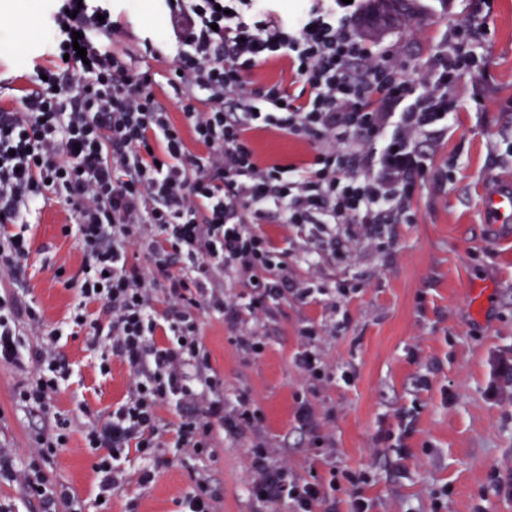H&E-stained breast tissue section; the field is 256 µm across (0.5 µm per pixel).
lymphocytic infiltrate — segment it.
<instances>
[{
    "label": "lymphocytic infiltrate",
    "instance_id": "f902f5d3",
    "mask_svg": "<svg viewBox=\"0 0 512 512\" xmlns=\"http://www.w3.org/2000/svg\"><path fill=\"white\" fill-rule=\"evenodd\" d=\"M163 2L168 28L130 53L111 48L125 31L110 0H56L52 64L35 66L18 98L0 101V273L20 274L31 252L27 219L53 197L68 207L65 231L84 255L65 282L79 297L66 329L47 328L19 294L0 297V365L27 373L15 400L43 416L29 463L0 448V480L40 512H82L41 467L65 443L69 421L52 410L70 377L58 343L64 330L79 329L130 374L126 399L84 424L103 512L130 480L152 482L168 449L211 455L217 429L253 436L248 492L264 512H339L335 491L298 478L267 446L259 409L225 401L199 319L222 316L236 350L256 358L265 335L244 319L274 318L291 295L315 297L295 280L287 251L257 232L270 217L307 228L300 259L312 270L339 258L342 234L377 248L383 225L413 223L409 202L429 172L421 145L452 124L460 83L483 73L473 46L478 19L458 18L412 69L400 53L369 51L354 28L356 0H312L288 13L274 0ZM142 57L168 58V96L158 95L161 83ZM280 60L304 92L280 80L244 90L246 74ZM174 105L185 127L172 121ZM259 122L308 144L309 158L261 160L249 137ZM133 247L143 262H129ZM228 280L234 289H225ZM94 303L102 316L89 313ZM300 334L299 368L331 381L320 331L307 325ZM167 405L175 419L161 416ZM132 456L143 463L133 478L124 468Z\"/></svg>",
    "mask_w": 512,
    "mask_h": 512
}]
</instances>
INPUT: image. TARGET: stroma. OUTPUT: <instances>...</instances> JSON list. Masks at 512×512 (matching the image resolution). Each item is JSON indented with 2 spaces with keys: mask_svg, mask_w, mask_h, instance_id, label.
Wrapping results in <instances>:
<instances>
[{
  "mask_svg": "<svg viewBox=\"0 0 512 512\" xmlns=\"http://www.w3.org/2000/svg\"><path fill=\"white\" fill-rule=\"evenodd\" d=\"M0 0V28L14 40L0 49V82L9 83L47 57L43 37L51 0H31L29 10L8 8ZM428 16L420 35L393 30L372 45L376 53L401 52L417 67L437 50L448 26L472 12L478 0H422ZM112 11L134 38L155 36L164 25L161 0H112ZM490 34L478 51L486 78L464 79L458 122L426 141L435 181L415 193L414 221L391 228L385 251L346 248L336 264L324 266L318 281L348 285L343 314L320 297L281 301L277 317L266 323L269 339L259 358L239 354L233 333L221 316L202 318L201 336L212 364L224 378L229 402L247 400L258 407L267 436L300 476L329 481L338 474L340 512H350L346 472L363 471V487L376 512H512V496L491 492L489 476L512 477V378L499 364L512 360V227L489 228L481 193L489 179L512 181V0H495L485 20ZM487 97L479 111L473 99ZM70 213L60 203L32 215L31 253L25 263L28 299L47 325L68 321L78 302L66 277L82 266L74 236L64 235ZM489 288L485 316L472 311L473 285ZM322 329L321 352L333 370L354 375L351 385L305 379L296 356L305 322ZM59 351L72 375L53 405L71 422L67 441L46 473L94 504L95 457L85 448L81 426L86 415H105L125 400L128 368L111 359L109 374L99 369L103 349L86 333L64 337ZM24 375L0 366V448L26 460L41 420L14 401ZM306 398L329 437V449L299 429L297 400ZM413 411L398 456L381 433L398 430L399 415ZM215 452L203 459L173 457L153 483H130L112 500V512H181V498L194 474L216 481L218 512H255L248 495L247 450L250 439L217 433Z\"/></svg>",
  "mask_w": 512,
  "mask_h": 512,
  "instance_id": "35a3bbf8",
  "label": "stroma"
}]
</instances>
